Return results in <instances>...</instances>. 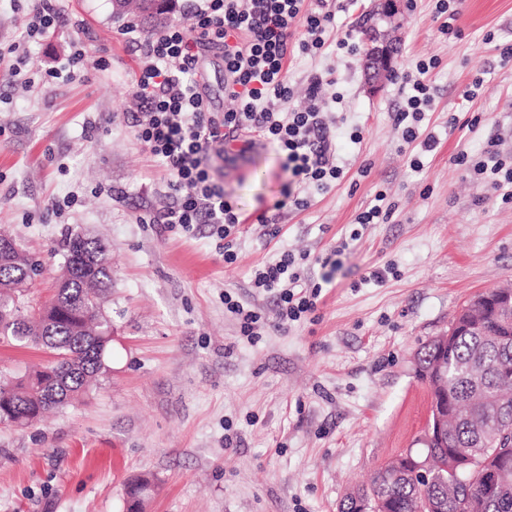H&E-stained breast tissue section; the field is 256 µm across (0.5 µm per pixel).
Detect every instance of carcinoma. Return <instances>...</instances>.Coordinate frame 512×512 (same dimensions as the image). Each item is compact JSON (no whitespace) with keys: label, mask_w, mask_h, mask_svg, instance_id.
<instances>
[{"label":"carcinoma","mask_w":512,"mask_h":512,"mask_svg":"<svg viewBox=\"0 0 512 512\" xmlns=\"http://www.w3.org/2000/svg\"><path fill=\"white\" fill-rule=\"evenodd\" d=\"M174 0H113L122 14L134 5L141 24H162ZM38 264L19 251H0V338L20 345L42 346L53 360L32 374H0V420L27 425L51 409L68 404L86 390L105 368L112 321L104 311L112 284L109 254L97 249V240L76 233L68 241L65 274L52 298L35 307L24 299ZM498 337L464 334L456 337L444 367L448 388L430 387L431 401H451L456 418L448 422L454 448L473 451L467 474L448 464V449L432 454L435 480L425 482L408 471L380 468L364 488L370 500L389 503L390 512H512V473L494 492L486 488L479 469L496 454L512 461V379L498 367L512 366V308L491 327ZM149 483L127 484V512H140Z\"/></svg>","instance_id":"carcinoma-1"}]
</instances>
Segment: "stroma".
I'll return each instance as SVG.
<instances>
[{
    "label": "stroma",
    "mask_w": 512,
    "mask_h": 512,
    "mask_svg": "<svg viewBox=\"0 0 512 512\" xmlns=\"http://www.w3.org/2000/svg\"><path fill=\"white\" fill-rule=\"evenodd\" d=\"M436 3L407 0L394 58L397 75L436 62L421 123L436 150L419 153L396 130L407 94L397 77L366 88L361 29L377 0H332L330 32L348 35L349 49L291 57L288 77L300 108L308 75L333 70L324 95L341 96L331 137L345 177L307 208L279 210L281 155L233 142L214 161L244 218L228 265L209 225L187 233L144 221L166 199L163 171L130 125L140 67L123 34L131 16L116 17L112 0H62L63 22L29 43L19 76L0 75V229L42 262L31 293L41 303L71 234L107 246L112 343L86 393L31 425L0 423V512H126V484L139 475L152 482L144 512H338L419 448L430 396L417 351L469 299L512 287V203L456 162L492 141L512 156V61L499 50L512 42V0H458L448 35ZM78 37L106 69L25 91L38 71L64 68ZM472 85L476 97L463 100ZM379 191L396 205L391 220L356 226ZM263 212L276 236L255 225ZM346 238L335 266L309 271L322 286L311 320L280 326L253 269L285 252L323 256ZM386 266L395 274L370 280ZM228 292L262 314L256 342L225 311Z\"/></svg>",
    "instance_id": "stroma-1"
}]
</instances>
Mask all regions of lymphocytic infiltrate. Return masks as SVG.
Here are the masks:
<instances>
[{
    "label": "lymphocytic infiltrate",
    "instance_id": "lymphocytic-infiltrate-1",
    "mask_svg": "<svg viewBox=\"0 0 512 512\" xmlns=\"http://www.w3.org/2000/svg\"><path fill=\"white\" fill-rule=\"evenodd\" d=\"M61 18L58 0H35L21 38L0 45V63L25 61V43L54 31ZM334 18L328 0H185L179 20L135 39L141 67L134 84L139 107L131 117L132 128L143 150L164 169L170 198L157 223L186 231L210 225L225 263L237 261L233 236L243 218L216 177L212 160L244 133L256 135L284 157L291 182L279 207L306 208L307 190L341 181L344 169L335 157L329 104L322 95L327 74L309 75L308 103L301 110L290 106L293 89L288 82L289 58L321 55ZM210 52L224 62L220 112L202 90L203 60ZM427 71L421 64L416 73L402 74L410 91L393 121L405 143L431 152L437 138L419 132L432 102L431 87L423 79ZM471 170L512 203V163L495 146H488ZM309 260V255L287 252L254 271L253 288L275 298L281 324L300 321L317 309L321 285H300Z\"/></svg>",
    "mask_w": 512,
    "mask_h": 512
}]
</instances>
